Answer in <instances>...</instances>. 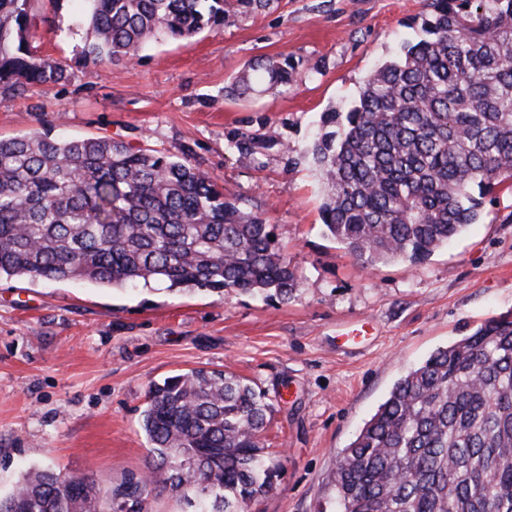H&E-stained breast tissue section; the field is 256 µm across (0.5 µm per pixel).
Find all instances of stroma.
I'll use <instances>...</instances> for the list:
<instances>
[{
	"label": "stroma",
	"instance_id": "obj_1",
	"mask_svg": "<svg viewBox=\"0 0 512 512\" xmlns=\"http://www.w3.org/2000/svg\"><path fill=\"white\" fill-rule=\"evenodd\" d=\"M427 10V0H279L108 68L81 59V0H61L30 30V44L71 77L0 94L1 137L112 138L188 157L275 225L301 286L281 302L1 280V498L46 465L111 494L151 460L141 417L149 385L205 368L249 379L273 403L264 440L282 470L251 512H336V460L396 381L512 312L510 191L420 264L364 269L323 232L310 153L321 116L352 107L374 67L420 38ZM279 56L295 65L288 87L259 83L225 99L247 64Z\"/></svg>",
	"mask_w": 512,
	"mask_h": 512
}]
</instances>
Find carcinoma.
Masks as SVG:
<instances>
[{"label": "carcinoma", "mask_w": 512, "mask_h": 512, "mask_svg": "<svg viewBox=\"0 0 512 512\" xmlns=\"http://www.w3.org/2000/svg\"><path fill=\"white\" fill-rule=\"evenodd\" d=\"M37 0H0V93L69 79L36 56ZM93 65L188 39L278 0H83ZM425 37L375 68L348 112H325L312 155L327 235L363 267L427 260L512 188V0H428ZM286 85L288 62L226 88ZM259 213L186 158L119 140L0 138V278L237 292L290 300L300 279ZM272 404L230 371L150 384L152 464L100 495L88 477L33 469L0 512H153L158 489L191 512H250L281 463L264 448ZM338 512H512V312L432 353L393 386L332 474Z\"/></svg>", "instance_id": "cac0c4a2"}]
</instances>
